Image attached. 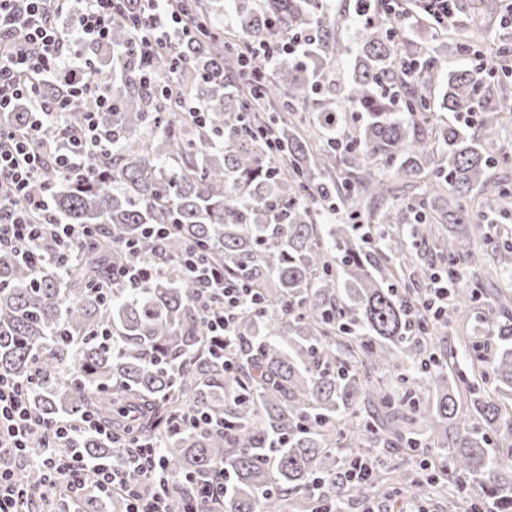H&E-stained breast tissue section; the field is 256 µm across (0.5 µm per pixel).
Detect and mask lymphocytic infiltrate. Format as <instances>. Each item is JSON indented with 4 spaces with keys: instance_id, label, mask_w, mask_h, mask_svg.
I'll return each instance as SVG.
<instances>
[{
    "instance_id": "1",
    "label": "lymphocytic infiltrate",
    "mask_w": 512,
    "mask_h": 512,
    "mask_svg": "<svg viewBox=\"0 0 512 512\" xmlns=\"http://www.w3.org/2000/svg\"><path fill=\"white\" fill-rule=\"evenodd\" d=\"M163 2L148 0L130 26L129 42L142 58L170 43L183 22ZM126 9V0H0V112L13 111L21 101L28 113L22 130L0 122V251L26 256L41 250L48 261L63 267L76 259V244L96 235L94 227L64 223L51 196H35L30 189L46 164H55L68 177L77 172L73 155L111 153L112 138L91 113L68 129L62 142H44L40 132L59 121L73 97H91L98 108L111 109V79L87 76L85 64L68 48L76 38L108 41L113 17ZM50 82L59 85L61 95L49 101L43 88ZM172 233V225L148 224L141 237L125 240L130 261L112 271L110 284L144 288L178 267L197 288V303L213 340L230 341L239 314L259 305L257 294L226 280L223 267L196 246L168 260L163 251ZM147 243L157 253L149 263L140 258ZM27 393L26 385L0 379V512H42L50 494L73 497L90 490L106 499L122 495L126 512H169L174 492L183 495L185 512H224L223 482L172 474L154 444L131 435L119 442L118 455L86 457L77 448L79 440L91 434L111 436V429L91 413L78 421H46L32 411ZM35 444L43 453L28 459L25 450Z\"/></svg>"
}]
</instances>
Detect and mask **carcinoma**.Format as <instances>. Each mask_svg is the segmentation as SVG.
Here are the masks:
<instances>
[{
  "label": "carcinoma",
  "mask_w": 512,
  "mask_h": 512,
  "mask_svg": "<svg viewBox=\"0 0 512 512\" xmlns=\"http://www.w3.org/2000/svg\"><path fill=\"white\" fill-rule=\"evenodd\" d=\"M193 38L173 34L160 49L177 67L178 94L198 104L197 119L145 89L146 63L125 50L129 21L112 19L110 44L93 48V73L112 72L116 108L73 98L61 129L96 112L114 134L107 161L83 181L47 168L32 190H50L67 224L98 227L99 240L76 246L66 270L0 252V374L37 375L28 393L42 417L80 418L92 410L158 443L171 469L206 479L224 468L226 512H284L288 497L308 512H343L355 500L408 491L427 494L431 477L384 467L369 483H349L344 465L379 448L448 449L440 471L477 502L512 509V313L507 298L488 304L481 335L436 343L438 325L411 323L421 298L397 291L417 267L458 282L450 314L481 305L469 283L487 231L480 216L512 206L507 185L486 193L495 153L464 128L437 121L477 112L492 131L512 107L497 96L495 74L469 57H506L512 48L487 35L448 44L433 18L419 20L437 46L400 38L413 0H357L361 38L345 85L324 64L344 50L330 0H180ZM304 33L293 61L271 65L258 41L274 32ZM361 115L357 129L329 130L341 105ZM400 176L397 193L383 168ZM344 211L346 221L327 224ZM145 224H173L166 256L199 245L224 276L248 284L261 307L242 312L226 370L210 354L196 302L183 277L147 288L97 293L120 246ZM448 234L436 235V225ZM496 386L484 388L488 379ZM201 409L209 432L176 422ZM95 457L112 452L101 437L80 440ZM324 481L321 493L314 479Z\"/></svg>",
  "instance_id": "cac0c4a2"
}]
</instances>
